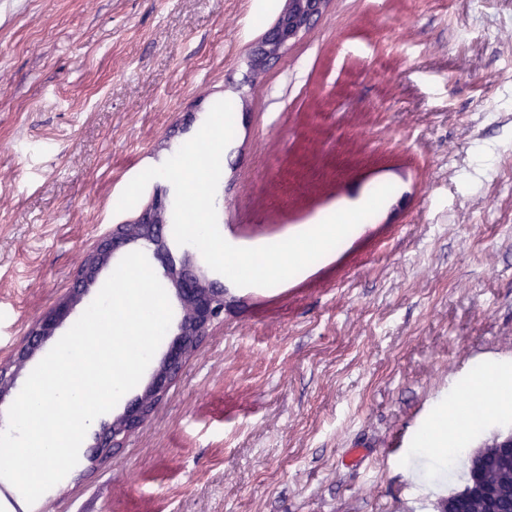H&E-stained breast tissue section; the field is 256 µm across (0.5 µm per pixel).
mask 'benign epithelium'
<instances>
[{
	"mask_svg": "<svg viewBox=\"0 0 512 512\" xmlns=\"http://www.w3.org/2000/svg\"><path fill=\"white\" fill-rule=\"evenodd\" d=\"M327 0H287V6L274 27L266 34L257 49L250 55V66L258 74L266 64L279 58L288 45L309 30L314 19L322 14ZM169 199L167 190L157 186L151 204L137 217L117 225L112 236L104 239L92 251L76 281L73 296L54 305L30 330L27 344L9 364L0 365V401L15 385L19 369L41 345L54 336L57 329L70 316L74 304L95 283L100 273L110 264L113 255L121 248L133 244H146L160 260L164 276L175 289L182 309L177 333L155 369L141 395L129 404L123 413L112 418L98 436L96 452L108 455L122 445L123 440L153 412L166 394L170 384L181 371L185 361L198 350L209 327L224 313V285L200 270L193 254L185 250L180 255L171 251L163 234L167 223ZM493 458H481L477 470L494 463L507 464L512 460V430L496 434ZM480 498L488 512H498L505 495L476 478L466 483L453 497V503Z\"/></svg>",
	"mask_w": 512,
	"mask_h": 512,
	"instance_id": "7a95c632",
	"label": "benign epithelium"
}]
</instances>
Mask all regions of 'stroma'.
Instances as JSON below:
<instances>
[{
	"mask_svg": "<svg viewBox=\"0 0 512 512\" xmlns=\"http://www.w3.org/2000/svg\"><path fill=\"white\" fill-rule=\"evenodd\" d=\"M286 0H0V363L136 209L127 184L233 105L215 207L284 240L374 188L369 222L225 308L148 419L0 512H436L415 451L484 366L512 389V0H328L261 73Z\"/></svg>",
	"mask_w": 512,
	"mask_h": 512,
	"instance_id": "obj_1",
	"label": "stroma"
}]
</instances>
